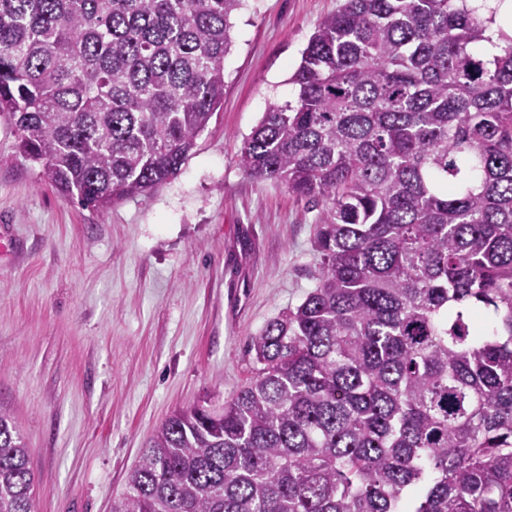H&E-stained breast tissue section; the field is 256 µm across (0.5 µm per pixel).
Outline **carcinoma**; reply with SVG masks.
<instances>
[{
    "instance_id": "carcinoma-1",
    "label": "carcinoma",
    "mask_w": 512,
    "mask_h": 512,
    "mask_svg": "<svg viewBox=\"0 0 512 512\" xmlns=\"http://www.w3.org/2000/svg\"><path fill=\"white\" fill-rule=\"evenodd\" d=\"M241 0H0V118L95 211L176 176ZM469 0H344L246 136L317 202V284L253 376L172 413L111 512H512V36ZM0 512H37L0 412Z\"/></svg>"
}]
</instances>
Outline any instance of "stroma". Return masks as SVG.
Returning <instances> with one entry per match:
<instances>
[{
  "mask_svg": "<svg viewBox=\"0 0 512 512\" xmlns=\"http://www.w3.org/2000/svg\"><path fill=\"white\" fill-rule=\"evenodd\" d=\"M343 0H243L224 102L180 173L104 212L47 185L0 121V410L27 443L38 512H110L174 410L223 403L253 336L316 285L317 209L238 151Z\"/></svg>",
  "mask_w": 512,
  "mask_h": 512,
  "instance_id": "stroma-1",
  "label": "stroma"
}]
</instances>
